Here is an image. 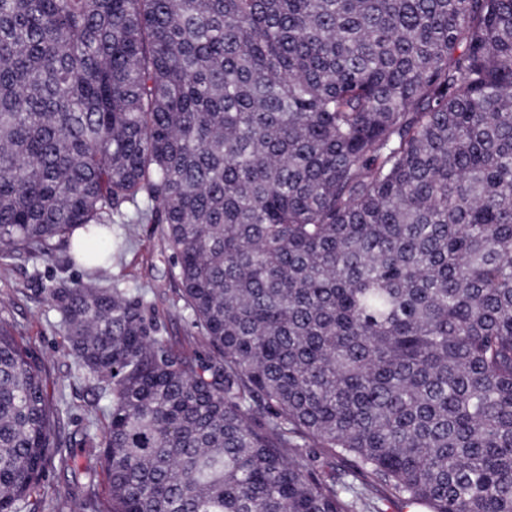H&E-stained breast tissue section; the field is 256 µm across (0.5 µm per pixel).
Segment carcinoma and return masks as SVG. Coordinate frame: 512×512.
I'll list each match as a JSON object with an SVG mask.
<instances>
[{"label":"carcinoma","mask_w":512,"mask_h":512,"mask_svg":"<svg viewBox=\"0 0 512 512\" xmlns=\"http://www.w3.org/2000/svg\"><path fill=\"white\" fill-rule=\"evenodd\" d=\"M145 220L203 357L109 272ZM91 241L110 512H512V0H0V256ZM63 414L0 320V512Z\"/></svg>","instance_id":"obj_1"}]
</instances>
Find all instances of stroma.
I'll return each mask as SVG.
<instances>
[{
  "label": "stroma",
  "mask_w": 512,
  "mask_h": 512,
  "mask_svg": "<svg viewBox=\"0 0 512 512\" xmlns=\"http://www.w3.org/2000/svg\"><path fill=\"white\" fill-rule=\"evenodd\" d=\"M161 232L158 224L131 225L128 246L112 253V275L131 291L145 292L165 336L194 352L201 348L197 330L181 298V286L171 275L172 261L162 251ZM7 265L0 271V317L13 326L39 364L49 396L64 408L60 446L53 449L30 500L35 512H84L82 503L91 497L99 512H105L109 495L100 452L78 445L86 432H103L104 421H93L92 415L105 402L68 356L58 315L47 300L48 288L62 280L85 279L88 272L70 263L65 247L50 258L37 253L14 256Z\"/></svg>",
  "instance_id": "35a3bbf8"
}]
</instances>
